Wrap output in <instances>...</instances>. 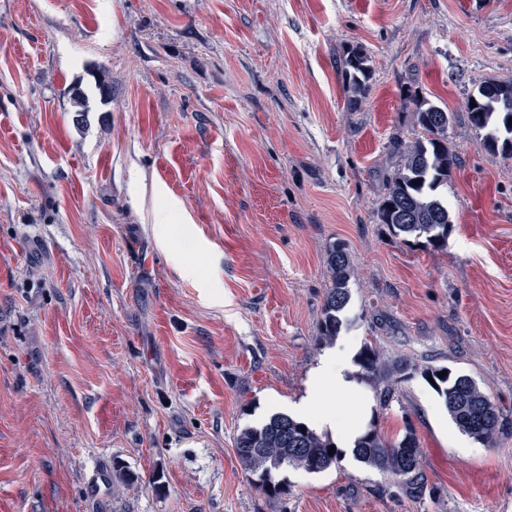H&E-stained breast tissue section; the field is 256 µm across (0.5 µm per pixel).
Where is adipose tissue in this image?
Wrapping results in <instances>:
<instances>
[{
    "label": "adipose tissue",
    "instance_id": "ef3b65f1",
    "mask_svg": "<svg viewBox=\"0 0 512 512\" xmlns=\"http://www.w3.org/2000/svg\"><path fill=\"white\" fill-rule=\"evenodd\" d=\"M358 392L349 377L347 352L334 351L312 371L307 393L293 411L311 425L333 432L337 444L349 449L365 425L364 417H353L349 407L351 396Z\"/></svg>",
    "mask_w": 512,
    "mask_h": 512
}]
</instances>
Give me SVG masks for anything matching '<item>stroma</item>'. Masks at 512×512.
<instances>
[{
  "label": "stroma",
  "instance_id": "35a3bbf8",
  "mask_svg": "<svg viewBox=\"0 0 512 512\" xmlns=\"http://www.w3.org/2000/svg\"><path fill=\"white\" fill-rule=\"evenodd\" d=\"M488 80H512V0H0V512H512V158L466 119ZM412 91L455 115L442 249L376 218ZM338 242L350 301L323 342ZM198 248L209 271L181 276ZM368 340L471 377L494 443L420 374L386 408L367 383L383 433L416 429L423 498L349 456L268 498L237 434ZM344 71L348 80V105L354 110L367 94L370 77L368 57L362 47L349 48L344 59Z\"/></svg>",
  "mask_w": 512,
  "mask_h": 512
}]
</instances>
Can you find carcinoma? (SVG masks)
Segmentation results:
<instances>
[{"label": "carcinoma", "mask_w": 512, "mask_h": 512, "mask_svg": "<svg viewBox=\"0 0 512 512\" xmlns=\"http://www.w3.org/2000/svg\"><path fill=\"white\" fill-rule=\"evenodd\" d=\"M348 80V105L356 109L368 91L370 68L362 47H352L344 59ZM415 106L417 136L401 151L397 169L388 175L385 191L377 206L376 217L396 236L425 238L436 248L448 241L452 224L448 203L439 188L448 185L454 159L448 148V127L454 114L431 103L418 93L409 95ZM475 105H466L471 126L482 132L480 147L491 154L512 157V81L484 82L469 96ZM330 286L319 321L323 341L336 338L343 324L341 314L350 301L348 283L353 268L345 245H333L327 253ZM355 361L361 375L383 385L380 404L387 406L394 397L393 379L403 380L418 371L432 378L434 390L458 429L481 443L490 442L500 425V409L467 375L443 366H418L404 358L386 364L372 343L364 342ZM447 371L440 378L438 373ZM336 442L286 414L275 413L260 426L242 429L235 440V453L242 468L253 477V483L264 494L280 498L289 494L291 484L283 472L288 469L321 473L342 459ZM357 462L376 468L396 479L402 493L409 498L422 494L425 477L420 467L418 439L415 429L405 423L404 432L394 438L384 435L370 423L355 443Z\"/></svg>", "instance_id": "1"}]
</instances>
